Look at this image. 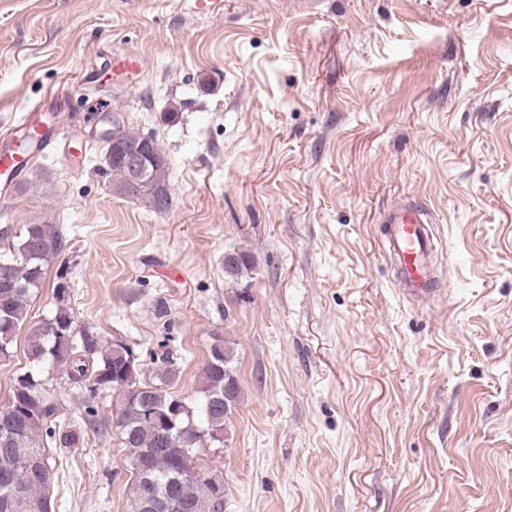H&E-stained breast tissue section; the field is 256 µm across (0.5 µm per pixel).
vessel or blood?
<instances>
[{"mask_svg": "<svg viewBox=\"0 0 512 512\" xmlns=\"http://www.w3.org/2000/svg\"><path fill=\"white\" fill-rule=\"evenodd\" d=\"M143 59L135 54L118 57L114 66L116 75L127 79L141 76ZM36 132L40 146H48L54 138L51 121L46 113H26L22 122L9 134L10 145L0 149V175L11 186H19L25 179L26 166L13 150L15 143L27 132ZM384 250L391 258L395 279L404 293L415 298H427L434 292L432 258L436 249L433 229L427 211L416 204L403 205L389 213Z\"/></svg>", "mask_w": 512, "mask_h": 512, "instance_id": "obj_1", "label": "vessel or blood"}]
</instances>
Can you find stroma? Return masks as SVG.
Returning a JSON list of instances; mask_svg holds the SVG:
<instances>
[{
    "instance_id": "1",
    "label": "stroma",
    "mask_w": 512,
    "mask_h": 512,
    "mask_svg": "<svg viewBox=\"0 0 512 512\" xmlns=\"http://www.w3.org/2000/svg\"><path fill=\"white\" fill-rule=\"evenodd\" d=\"M134 52L142 77L106 63ZM54 112L53 144L0 226L65 238L0 364V407L65 272L78 326L201 399L215 338L240 386L200 463L224 512H512V0H0V136ZM154 137L172 205L112 191L102 118ZM432 218L438 291L417 303L383 242ZM241 258L237 275L224 259ZM57 420L77 391L42 375ZM50 448L55 512H130L118 398Z\"/></svg>"
}]
</instances>
